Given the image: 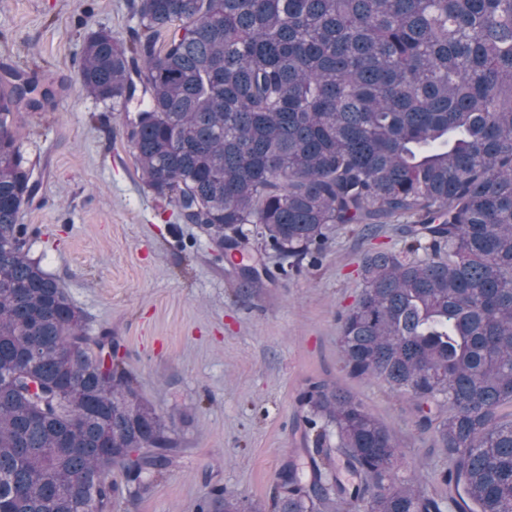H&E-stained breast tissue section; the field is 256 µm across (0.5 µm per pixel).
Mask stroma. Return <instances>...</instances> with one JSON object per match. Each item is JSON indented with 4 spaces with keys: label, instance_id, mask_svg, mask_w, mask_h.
I'll return each mask as SVG.
<instances>
[{
    "label": "stroma",
    "instance_id": "stroma-1",
    "mask_svg": "<svg viewBox=\"0 0 512 512\" xmlns=\"http://www.w3.org/2000/svg\"><path fill=\"white\" fill-rule=\"evenodd\" d=\"M132 0H0V69L55 80V105L24 111L14 129L37 181L19 216L32 258L84 315L90 336L112 331L140 393L172 421L183 455L145 493L119 481L112 512H196L214 486L267 512L283 467L313 446L302 391L314 381L356 396L392 434L407 469L437 498L448 455L421 431L409 401L343 367L342 319L372 248H400L395 225L374 239L337 231L317 266L282 271L253 239L241 250L267 274L245 285L242 264L219 251L173 202L145 184L124 118L135 103L101 101L81 86L83 46L105 29L130 41Z\"/></svg>",
    "mask_w": 512,
    "mask_h": 512
}]
</instances>
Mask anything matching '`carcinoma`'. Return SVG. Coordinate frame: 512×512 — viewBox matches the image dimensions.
I'll list each match as a JSON object with an SVG mask.
<instances>
[{"label":"carcinoma","mask_w":512,"mask_h":512,"mask_svg":"<svg viewBox=\"0 0 512 512\" xmlns=\"http://www.w3.org/2000/svg\"><path fill=\"white\" fill-rule=\"evenodd\" d=\"M144 35L102 30L82 87L146 102L125 116L149 188L200 206L216 246L250 237L317 264L336 231L400 225L369 250L341 325L344 369L407 396L448 453L437 499L362 403L325 381L301 396L310 483L280 473L273 512H512V0H136ZM23 70L0 78V512H111L119 469L149 491L181 441L29 257L32 171L16 112L53 105ZM336 450L353 487L323 481ZM222 512H260L225 497Z\"/></svg>","instance_id":"obj_1"}]
</instances>
